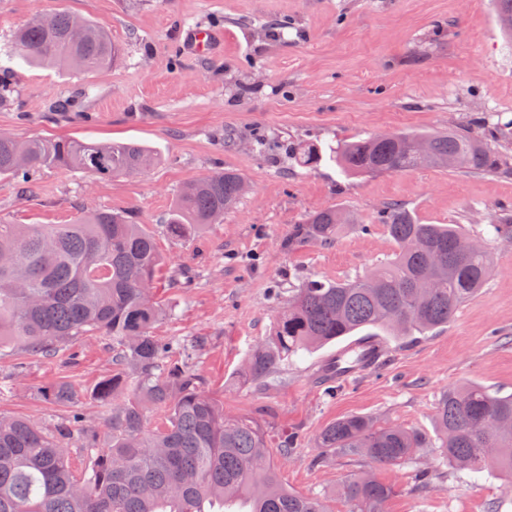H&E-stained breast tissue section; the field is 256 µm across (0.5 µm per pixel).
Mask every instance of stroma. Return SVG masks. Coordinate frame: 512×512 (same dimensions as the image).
<instances>
[{"label":"stroma","instance_id":"35a3bbf8","mask_svg":"<svg viewBox=\"0 0 512 512\" xmlns=\"http://www.w3.org/2000/svg\"><path fill=\"white\" fill-rule=\"evenodd\" d=\"M64 10L96 21L122 49L112 68L92 72L32 68L14 56L13 34L27 20ZM271 23L287 41L263 37ZM221 31L212 55L185 47L195 28ZM0 132L20 138H79L146 144L158 165L131 176L95 178L44 169L0 176V218L13 224H67L81 212L121 210L145 225L165 257L153 283L168 308L153 336L188 359L226 413L258 419L289 488L326 497L348 512L337 489L374 471L394 485L387 512H512V483L440 463L436 406L448 389L477 383L512 394V241L488 240L495 215L512 212V173L419 169L347 177L335 164L284 163L283 147L396 132L465 127L483 114L512 123V40L493 0H0ZM247 186L237 207L175 239L166 231L175 195L216 170ZM392 203L423 224H453L487 240L494 269L448 326L393 339L386 360L328 390L316 378L335 346L301 354L270 383L245 386L236 373L304 279L343 281L392 259L383 223ZM333 208L347 218L332 244L296 242L298 224ZM110 337L85 336L56 357L0 354V414L42 426L77 411L103 430L106 408L46 400L59 381L90 391L116 368ZM349 415L396 424L425 438L411 460L371 467L367 458L322 453L317 435ZM294 435L292 454L277 450ZM430 468L429 482L416 475Z\"/></svg>","mask_w":512,"mask_h":512}]
</instances>
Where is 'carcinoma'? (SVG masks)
<instances>
[{
    "instance_id": "obj_1",
    "label": "carcinoma",
    "mask_w": 512,
    "mask_h": 512,
    "mask_svg": "<svg viewBox=\"0 0 512 512\" xmlns=\"http://www.w3.org/2000/svg\"><path fill=\"white\" fill-rule=\"evenodd\" d=\"M496 21L512 36V0H495ZM73 15L35 17L16 32L20 58L33 66L76 71L112 67L121 49L101 26L85 21V40H66ZM482 135L456 130L428 136L433 152L418 156L417 134L343 141L329 158L344 176L455 168L497 173L503 165L492 142L503 131L482 115ZM284 157L301 167L319 151L290 142ZM158 155L134 142H100L0 133V175L28 176L45 168L95 177L137 174ZM243 179L231 171L207 174L179 189L169 233L183 237L213 223L239 202ZM383 223L397 246L394 258L346 282L309 279L294 291L272 330L250 352L242 374L264 383L301 350H313L367 330L390 336L425 335L445 327L484 285L491 252L457 250L465 234L451 225L421 224L406 208L391 206ZM336 210L307 216L293 239L332 243ZM496 238L512 239V215L492 224ZM164 261L155 238L122 211L93 210L71 224H9L0 219V351L18 344L53 357L88 333L112 337L124 367L100 381L90 397L109 408L105 431L83 430L77 415L49 429L18 417H0V512H328L317 494L288 489L271 464L263 425L224 413L202 379L184 363L166 362V348L151 336L168 310L151 295ZM433 270L437 287L426 296L416 282ZM58 405L77 403L69 382L46 391ZM163 417L149 427V417ZM441 454L454 467L494 469L512 479V395L480 384L448 390L436 411ZM80 441L87 469L74 468L64 443ZM412 429L381 426L351 415L316 438L325 452L365 455L395 465L423 447ZM349 512H386L393 486L353 476L339 489Z\"/></svg>"
}]
</instances>
